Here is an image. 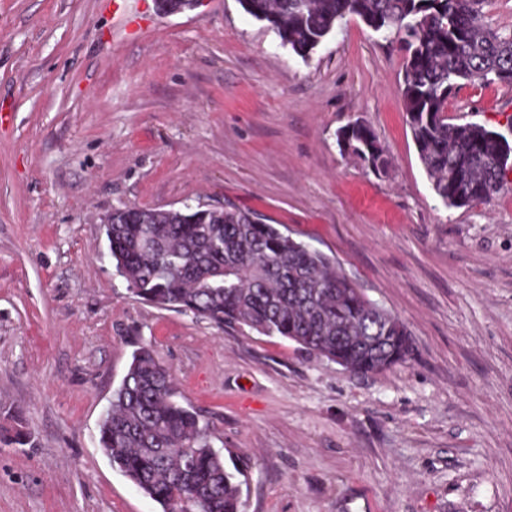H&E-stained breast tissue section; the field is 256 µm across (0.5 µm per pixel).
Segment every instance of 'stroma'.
<instances>
[{"label":"stroma","instance_id":"1","mask_svg":"<svg viewBox=\"0 0 512 512\" xmlns=\"http://www.w3.org/2000/svg\"><path fill=\"white\" fill-rule=\"evenodd\" d=\"M402 64L354 16L303 59L238 0H0V512H161L98 445L146 343L244 512H512V192L442 205ZM448 114L500 127L512 87H464ZM355 119L387 173L341 154ZM227 203L333 255L405 322L410 359L354 374L114 275L113 210Z\"/></svg>","mask_w":512,"mask_h":512}]
</instances>
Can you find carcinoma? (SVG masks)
Returning <instances> with one entry per match:
<instances>
[{
  "label": "carcinoma",
  "instance_id": "obj_1",
  "mask_svg": "<svg viewBox=\"0 0 512 512\" xmlns=\"http://www.w3.org/2000/svg\"><path fill=\"white\" fill-rule=\"evenodd\" d=\"M484 0H238L307 58L349 16L403 52L401 97L419 160L447 207L487 203L512 190L508 132L454 123L448 98L465 85L512 86V32L483 22ZM199 0H157L165 14ZM337 142L373 173L389 159L357 119ZM115 274L135 297L222 327L280 336L354 373L407 359L410 333L379 313L336 260L235 206L112 211L104 225ZM99 447L162 512H243L241 483L215 449L209 423L176 399L173 374L145 344L99 421Z\"/></svg>",
  "mask_w": 512,
  "mask_h": 512
}]
</instances>
